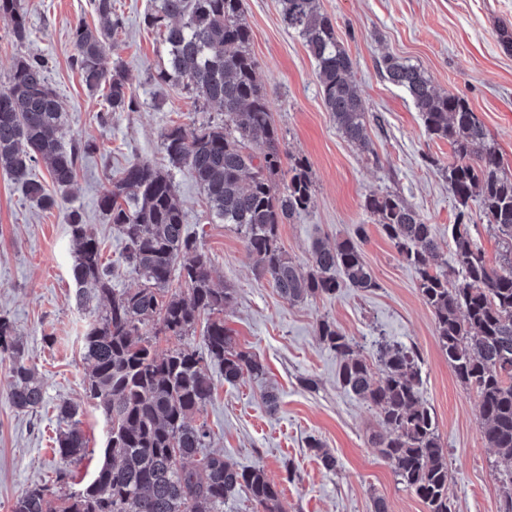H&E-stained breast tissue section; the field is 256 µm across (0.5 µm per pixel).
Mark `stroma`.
<instances>
[{"label": "stroma", "instance_id": "35a3bbf8", "mask_svg": "<svg viewBox=\"0 0 512 512\" xmlns=\"http://www.w3.org/2000/svg\"><path fill=\"white\" fill-rule=\"evenodd\" d=\"M123 25L112 37L104 63L121 62L140 102L134 112L113 113L100 124L101 94L89 92L70 63L71 29L95 26L92 0H25L30 34L17 42L0 18V88L14 62L34 56L48 64V79L61 99L65 144H91L79 161L75 182L59 195L43 164L34 177L55 195L42 209L0 167V315L14 325L24 354L42 379L45 402L21 412L7 399L11 360L0 354V512L30 486L50 483L59 467L72 474L58 495L81 488L103 460L106 425L85 398L87 365L82 337L89 316L78 308L71 277L73 251L68 216L80 212L102 241L106 264L118 263L124 243L99 207L109 175L143 159L164 168L161 135L171 124L194 128L208 115L183 85L160 83L167 66L163 33L144 23L150 0H114ZM252 30L258 77L270 93L271 110L288 154L306 158L315 191L311 206L281 225V243L301 266L316 240L334 242L363 230L365 258L379 283L370 292L344 287L332 297L283 299L267 279L256 277L241 234L217 224L207 198L187 168L173 170L187 232L211 260L214 282L235 291L224 324L239 348L256 353L266 367L261 379L225 383L211 367L214 390L199 413L213 431L210 450L240 467H263L282 491L287 512H373L383 497L388 512H427L421 500L373 448L374 410L338 382V361L315 335L319 319L333 321L372 355L379 338L414 347L423 398L448 450L449 495L454 512H501L503 465L482 439L478 398L455 377L442 353L434 317L417 288V274L398 255L363 201L391 194L432 224L440 241L438 263L452 268L448 227L458 209L443 168L453 159L447 141L429 138L408 94L384 79L377 65L394 55L417 65L442 93L467 98L485 125L506 169L512 170V52H504L498 22L512 23V0H320L351 56L353 79L364 100L372 153L349 143L326 111L314 59L303 40L281 22L278 0H243ZM314 388H306V380ZM277 390L276 411L265 404ZM79 405L85 455L61 462L55 451L61 426L58 408ZM336 455L341 468L320 465L311 440Z\"/></svg>", "mask_w": 512, "mask_h": 512}]
</instances>
